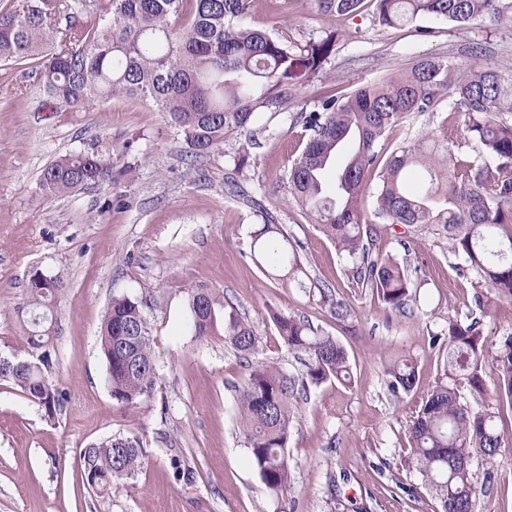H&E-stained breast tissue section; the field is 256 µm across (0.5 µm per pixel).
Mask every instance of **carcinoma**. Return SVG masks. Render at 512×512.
<instances>
[{"label":"carcinoma","mask_w":512,"mask_h":512,"mask_svg":"<svg viewBox=\"0 0 512 512\" xmlns=\"http://www.w3.org/2000/svg\"><path fill=\"white\" fill-rule=\"evenodd\" d=\"M338 17L359 11L363 0H319ZM251 0H96L87 21L60 31L54 23L56 0H21L0 10V63H32L48 94L68 112H85L95 103L135 97L163 112L188 147L189 157L209 156L224 133H249L255 112L279 114L299 98L305 81L316 76L333 55L336 36L288 43L240 20ZM374 15L387 27L433 17L467 28L508 17L503 0H373ZM472 62L455 65L442 56L425 57L403 74L349 94L336 89L320 97V106L302 109L296 120L310 136L285 174L288 192L312 223L336 244L348 262L347 275L367 287L389 308L412 300L407 267L396 258L373 256L374 224L429 226L448 239L451 253L475 273L474 301L484 292L512 300V123L498 117L512 112V82L499 68L482 62V48H469ZM461 116V126L443 121L431 134L383 154L384 140L407 114L437 112L442 102ZM353 149L336 170L333 191L322 175L337 154ZM474 155L457 157L462 146ZM116 146L92 139L59 157L42 172L39 184L50 194H71L113 179ZM423 172L424 190L410 193L405 175ZM374 197L373 210L365 208ZM252 259L262 256L269 275L287 288L319 297L339 321L350 306L310 276L279 224L254 229ZM279 247L269 249L270 239ZM65 287L63 279L28 288L32 306L27 355L38 367L0 375L49 418L62 413L66 398L50 377L48 311ZM189 326L205 340L219 332L224 343L247 361L248 375L238 388L240 424L264 489L279 495L290 479L288 441L298 415V397L310 386L351 381L349 355L336 338L301 315L271 313L288 351L306 358L304 380L269 362L250 361L261 337L236 311H226L215 293L190 295ZM445 338L450 381H440L421 396L410 424V453L437 512H475L476 486L471 463L478 455L493 462L502 447L497 413L475 410L460 400L457 381L480 402L494 397L512 406V336L493 358L495 379H485L482 328L477 320L448 318L435 333ZM112 400L132 406L154 395L159 365L143 303L128 295L112 297L100 328ZM393 395L418 386L415 363L405 359L386 370ZM148 457L140 439L113 435L79 453L82 476L105 495L112 486L142 470Z\"/></svg>","instance_id":"obj_1"}]
</instances>
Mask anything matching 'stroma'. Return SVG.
<instances>
[{
    "label": "stroma",
    "mask_w": 512,
    "mask_h": 512,
    "mask_svg": "<svg viewBox=\"0 0 512 512\" xmlns=\"http://www.w3.org/2000/svg\"><path fill=\"white\" fill-rule=\"evenodd\" d=\"M371 0L353 15L318 0H254L249 26L289 42L335 34L336 51L286 112H259L251 146L230 131L209 157L187 162L179 131L155 108L119 98L65 112L33 69L0 65V353H23L24 304L33 271L61 275L50 327L51 375L65 410L48 418L0 380V512H434L435 500L407 453L412 413L445 377L446 351L431 341L447 316L480 320L487 355L512 335V301L476 306L469 277L445 239L424 227L381 224L376 255L407 263L416 285L409 310H389L353 286L334 242L290 198L285 173L309 137L298 109L314 110L324 87L352 92L427 56L458 62L466 44L512 80V25L461 30L432 18L381 26ZM98 138L122 145L111 184L66 197L39 189L42 170ZM248 150L237 170L240 150ZM281 224L310 273L351 308L337 322L297 288L281 287L251 258L255 225ZM207 288L255 326L259 359L304 370L271 312L306 316L348 351L349 383L310 387L299 402L286 493L268 494L240 429L236 389L247 375L223 337L196 340L187 299ZM143 301L159 359L150 398L116 405L99 331L115 294ZM414 361L418 389L392 395L385 370ZM503 446L493 468L474 461L476 512H512V406L501 404ZM140 438L148 460L135 479L89 492L80 449L115 434Z\"/></svg>",
    "instance_id": "stroma-1"
}]
</instances>
